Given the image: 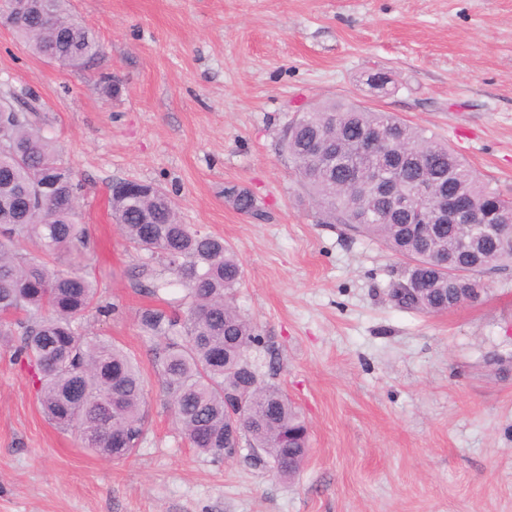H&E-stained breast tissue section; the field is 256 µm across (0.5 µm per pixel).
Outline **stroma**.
<instances>
[{
    "mask_svg": "<svg viewBox=\"0 0 512 512\" xmlns=\"http://www.w3.org/2000/svg\"><path fill=\"white\" fill-rule=\"evenodd\" d=\"M117 90L58 68L0 27V96L32 103L81 185L76 220L108 316L89 329L136 360L148 432L127 459L81 448L43 416L0 348V512H512V266L478 301L409 312L387 289L406 261L320 224L281 149L298 109L329 98L444 140L512 199V0H71ZM394 86L370 89V74ZM162 185L182 223L223 237L237 303L261 336L248 358L305 416L309 454L279 478L246 448L198 454L167 405L138 316L153 291L112 220L113 182ZM249 190L257 223L224 194Z\"/></svg>",
    "mask_w": 512,
    "mask_h": 512,
    "instance_id": "obj_1",
    "label": "stroma"
}]
</instances>
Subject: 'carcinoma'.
Masks as SVG:
<instances>
[{"label":"carcinoma","mask_w":512,"mask_h":512,"mask_svg":"<svg viewBox=\"0 0 512 512\" xmlns=\"http://www.w3.org/2000/svg\"><path fill=\"white\" fill-rule=\"evenodd\" d=\"M25 21L13 31L38 58L62 67L100 71L105 93L112 73L102 71L103 47L70 8V0H25ZM9 150L0 153V346L33 370L46 419L74 434L80 446L108 460L129 457L147 431L146 393L132 356L112 340L89 333V313L111 310L79 249L86 227L76 222L81 185L56 142L37 127L30 112H0ZM379 137L375 155L353 154L361 139ZM331 154L323 163L318 147ZM282 149L309 190L318 223L342 224L383 244L407 261L389 293L403 309L439 314L467 300L454 288L462 276L482 289L477 276L512 265V239L489 231L485 252L460 248L473 233L467 224H417L379 192L384 171L398 181L422 213L454 192L480 212L512 208L483 183L448 144L390 112L343 99L312 106L287 127ZM427 185V196L413 197ZM111 186L110 207L128 245L148 254L143 271L156 263L184 287L185 310L141 313L140 326L153 343V363L180 430L196 451L224 458V434L232 421L251 448L262 451L281 478L292 479L306 462L308 427L298 408L276 385L262 381L246 352L260 343L251 318L235 304L243 278L237 254L224 239L180 223L170 193L159 185L146 194ZM225 194L254 220L265 211L236 186ZM455 253V270L442 264Z\"/></svg>","instance_id":"1"}]
</instances>
